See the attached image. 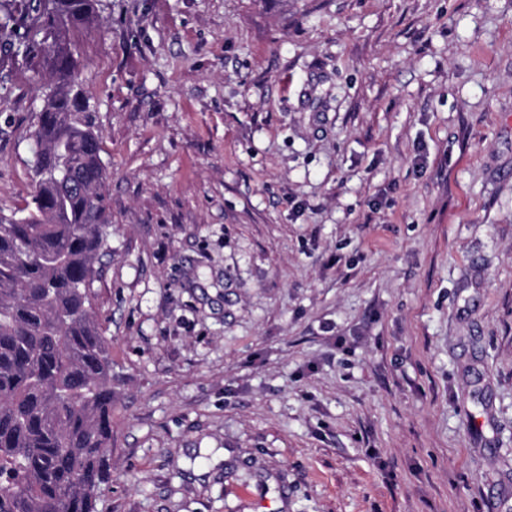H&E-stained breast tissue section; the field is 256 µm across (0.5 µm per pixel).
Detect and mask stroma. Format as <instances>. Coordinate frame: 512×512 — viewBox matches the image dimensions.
<instances>
[{
  "mask_svg": "<svg viewBox=\"0 0 512 512\" xmlns=\"http://www.w3.org/2000/svg\"><path fill=\"white\" fill-rule=\"evenodd\" d=\"M97 512H512V0H99ZM52 74L0 50V215Z\"/></svg>",
  "mask_w": 512,
  "mask_h": 512,
  "instance_id": "obj_1",
  "label": "stroma"
}]
</instances>
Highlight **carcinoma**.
<instances>
[{
    "label": "carcinoma",
    "mask_w": 512,
    "mask_h": 512,
    "mask_svg": "<svg viewBox=\"0 0 512 512\" xmlns=\"http://www.w3.org/2000/svg\"><path fill=\"white\" fill-rule=\"evenodd\" d=\"M95 0H0V42L49 65L27 214L0 216V512H97L109 478L112 360L92 310L108 249L97 115L62 33Z\"/></svg>",
    "instance_id": "1"
}]
</instances>
